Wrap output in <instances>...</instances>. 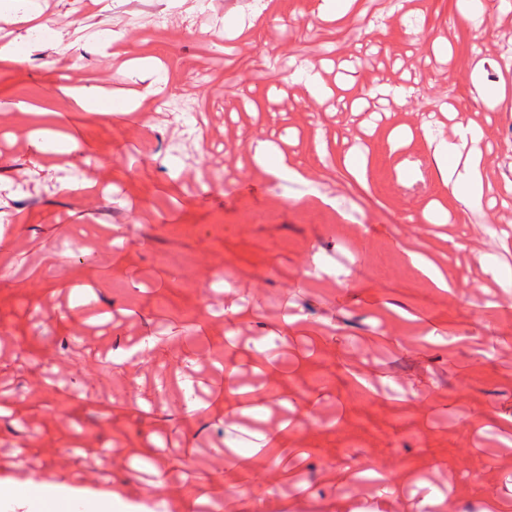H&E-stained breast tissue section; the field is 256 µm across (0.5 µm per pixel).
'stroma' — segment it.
<instances>
[{"label":"stroma","instance_id":"1","mask_svg":"<svg viewBox=\"0 0 512 512\" xmlns=\"http://www.w3.org/2000/svg\"><path fill=\"white\" fill-rule=\"evenodd\" d=\"M43 2L55 21L44 48L0 63V487L72 488L55 512L101 496L118 512L160 499L168 512H351L356 499L367 512H487L493 500L512 512V431L497 423L512 413V69L499 66L512 0H357L333 22L320 0H268L262 15L253 0ZM123 32L128 56L163 62L168 111L82 112L63 94L144 93L107 55ZM55 37L76 69L51 65ZM289 46L300 66L274 67ZM313 65L344 108L310 97ZM479 83L496 96L477 101ZM380 84L408 101L352 111ZM440 98L457 118L429 124ZM18 100L55 114L7 111ZM197 108L193 134L180 114ZM457 120L483 129L460 153L481 155L498 200L460 222L436 172L402 179L431 142L453 141ZM33 130L75 149L36 153ZM256 137L304 178L272 185ZM350 152L364 171L346 167ZM82 175L109 194L62 191ZM408 248L436 253L451 293L413 273ZM315 257L326 271L311 276ZM232 303L260 307L237 353ZM285 314L299 329L284 339ZM147 336L155 346L132 365ZM230 371L275 390L253 418L224 413ZM261 419L283 427L281 444L262 439ZM360 466L396 476L394 493L337 479Z\"/></svg>","mask_w":512,"mask_h":512}]
</instances>
